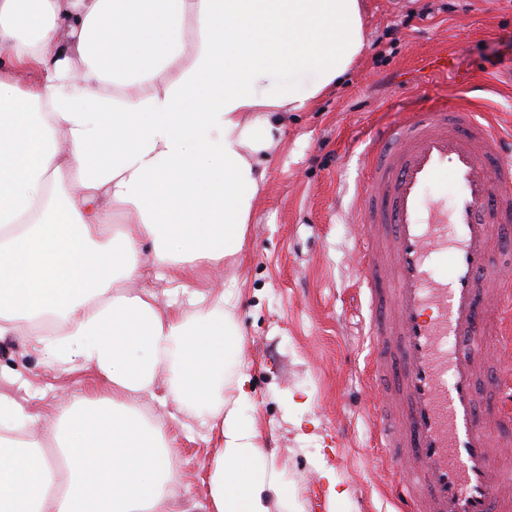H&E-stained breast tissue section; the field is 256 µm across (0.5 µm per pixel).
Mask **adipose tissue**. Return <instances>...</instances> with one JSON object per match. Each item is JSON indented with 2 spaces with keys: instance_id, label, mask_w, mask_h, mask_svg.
Here are the masks:
<instances>
[{
  "instance_id": "obj_1",
  "label": "adipose tissue",
  "mask_w": 512,
  "mask_h": 512,
  "mask_svg": "<svg viewBox=\"0 0 512 512\" xmlns=\"http://www.w3.org/2000/svg\"><path fill=\"white\" fill-rule=\"evenodd\" d=\"M364 40L360 0H0V339L112 392L61 399L51 454L0 393V512H172L174 452L140 410L159 384L218 432L209 512L287 507L244 419L249 378L226 373L242 347L231 297L164 311L149 289L110 288L138 275L144 240L176 287L183 264L239 254L285 113Z\"/></svg>"
}]
</instances>
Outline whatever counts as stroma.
<instances>
[{
    "instance_id": "1",
    "label": "stroma",
    "mask_w": 512,
    "mask_h": 512,
    "mask_svg": "<svg viewBox=\"0 0 512 512\" xmlns=\"http://www.w3.org/2000/svg\"><path fill=\"white\" fill-rule=\"evenodd\" d=\"M364 14L357 64L309 111L288 113L242 251L223 269L182 275L192 290L235 298L244 351L229 369L249 375L246 415L304 512H398L386 451L373 433L384 397L369 385V307L357 279L365 229L354 215L355 192L367 134L400 107L473 100L512 135V83L505 81L512 0H364ZM450 47L455 69L474 87L430 74L428 58ZM0 392L36 414L64 395L109 394L94 370H63L24 336L0 341ZM303 398L308 406L294 407ZM144 405L174 444L187 506L209 512L215 442L208 425L160 395ZM324 470L346 498H330L319 477Z\"/></svg>"
}]
</instances>
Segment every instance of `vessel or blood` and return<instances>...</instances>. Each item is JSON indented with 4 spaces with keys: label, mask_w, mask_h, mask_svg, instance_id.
<instances>
[{
    "label": "vessel or blood",
    "mask_w": 512,
    "mask_h": 512,
    "mask_svg": "<svg viewBox=\"0 0 512 512\" xmlns=\"http://www.w3.org/2000/svg\"><path fill=\"white\" fill-rule=\"evenodd\" d=\"M359 215L370 233L357 277L372 316V381L389 399L374 427L404 512H512L497 495L495 426L480 425L487 359L480 314L512 311V260L498 242L512 220V139L474 104L429 106L366 141ZM450 198H429L442 178Z\"/></svg>",
    "instance_id": "1"
}]
</instances>
